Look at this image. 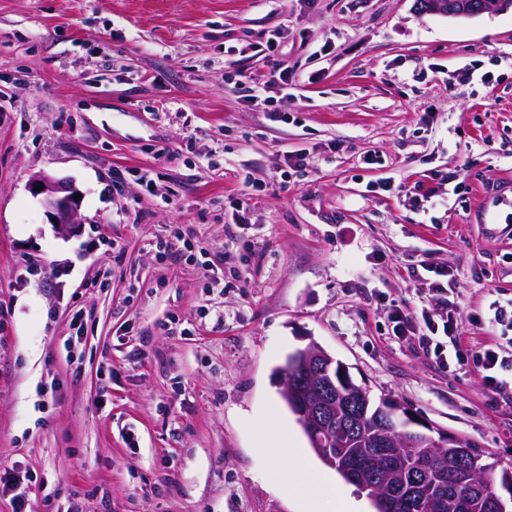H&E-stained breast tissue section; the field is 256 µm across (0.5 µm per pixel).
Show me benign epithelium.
<instances>
[{
	"mask_svg": "<svg viewBox=\"0 0 512 512\" xmlns=\"http://www.w3.org/2000/svg\"><path fill=\"white\" fill-rule=\"evenodd\" d=\"M496 8H512V0H433L429 9L450 17H476ZM31 188L42 196L46 215L56 220L58 228L71 233L78 224L79 202L73 195L77 189L71 181L38 175L32 179ZM292 369L300 370L303 379L313 388L312 399L298 408L296 416L300 424L312 432L331 429L336 418L330 412L332 399L336 394V359L317 343L310 342L304 348L289 356Z\"/></svg>",
	"mask_w": 512,
	"mask_h": 512,
	"instance_id": "1",
	"label": "benign epithelium"
}]
</instances>
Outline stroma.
<instances>
[{
  "label": "stroma",
  "instance_id": "stroma-1",
  "mask_svg": "<svg viewBox=\"0 0 512 512\" xmlns=\"http://www.w3.org/2000/svg\"><path fill=\"white\" fill-rule=\"evenodd\" d=\"M474 61L492 85H449ZM40 173L80 193L73 233ZM511 222L512 9L0 0V467L36 475L32 512H336L348 484L280 396L314 341L512 469V387L388 319L420 305L413 267L445 264L472 350L499 342L479 320L512 300ZM275 450L309 469L276 480Z\"/></svg>",
  "mask_w": 512,
  "mask_h": 512
}]
</instances>
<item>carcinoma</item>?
<instances>
[{
	"label": "carcinoma",
	"instance_id": "1",
	"mask_svg": "<svg viewBox=\"0 0 512 512\" xmlns=\"http://www.w3.org/2000/svg\"><path fill=\"white\" fill-rule=\"evenodd\" d=\"M336 371L348 382L336 396V429L307 437L327 466L367 494L375 512H512V470H501L494 484L496 464L481 463L483 451L469 442L414 448L398 441L379 447L383 435L375 415L385 398L374 400L342 362H336ZM349 410L367 414L354 443L341 436Z\"/></svg>",
	"mask_w": 512,
	"mask_h": 512
}]
</instances>
